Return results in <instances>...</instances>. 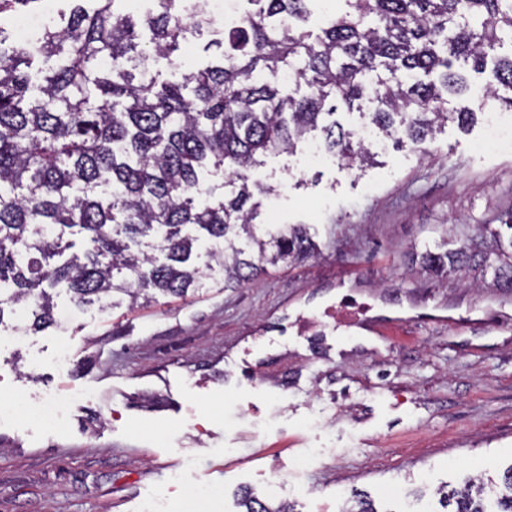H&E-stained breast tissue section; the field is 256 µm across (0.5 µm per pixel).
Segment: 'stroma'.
I'll return each instance as SVG.
<instances>
[{
	"instance_id": "1",
	"label": "stroma",
	"mask_w": 512,
	"mask_h": 512,
	"mask_svg": "<svg viewBox=\"0 0 512 512\" xmlns=\"http://www.w3.org/2000/svg\"><path fill=\"white\" fill-rule=\"evenodd\" d=\"M191 36L166 79L207 65ZM275 188L256 224L306 225L318 252L228 288L214 275L183 299L82 307L57 298L56 324L0 326V400L73 396L47 428L0 419V512H183L202 483L208 512H239L244 487L295 512H443L432 490L512 464V293L441 281L412 248L495 223L512 209V150L486 124L448 123L426 153L392 147L344 170L303 151L266 157ZM375 306L379 347L336 350L339 291Z\"/></svg>"
}]
</instances>
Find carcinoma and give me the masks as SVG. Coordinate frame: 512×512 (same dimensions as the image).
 <instances>
[{
  "label": "carcinoma",
  "mask_w": 512,
  "mask_h": 512,
  "mask_svg": "<svg viewBox=\"0 0 512 512\" xmlns=\"http://www.w3.org/2000/svg\"><path fill=\"white\" fill-rule=\"evenodd\" d=\"M69 15L46 28L34 50L0 26V325L23 307L35 330L54 325L53 291L77 304L120 294L131 303L183 297L204 286L205 272L224 273L233 288L312 256L303 224L257 232V195L274 191L255 177L261 157L294 151L312 132L341 167L375 162L369 148L333 116L337 104L368 100V114L395 145L421 151L442 125L472 124L476 110L448 111L463 89L455 66L483 71L495 83L483 97L512 109V0H345L314 37L300 23L311 0H245L251 9L224 27L217 60L175 81L145 76L153 57L172 60L180 41L208 28L183 18V0H154L138 18L123 0H69ZM151 32L149 45L136 27ZM290 73L308 92L296 97L265 74ZM437 75L438 81L429 79ZM225 170L224 195L204 182L208 166ZM498 224H474L463 239L416 253L440 278L492 274L512 291V210ZM80 236L88 248L71 249ZM219 250L198 251L201 238ZM497 512H512V466ZM485 484L475 476L451 492V512H486ZM243 512L270 507L251 491Z\"/></svg>",
  "instance_id": "obj_1"
}]
</instances>
